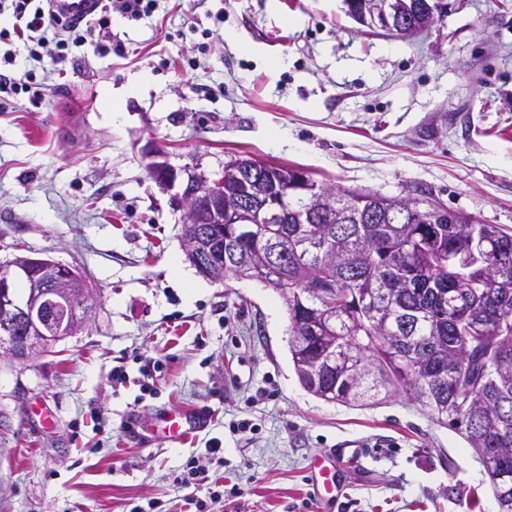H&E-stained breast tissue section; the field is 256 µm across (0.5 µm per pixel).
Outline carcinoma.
<instances>
[{"mask_svg": "<svg viewBox=\"0 0 512 512\" xmlns=\"http://www.w3.org/2000/svg\"><path fill=\"white\" fill-rule=\"evenodd\" d=\"M266 188L293 182V170L263 174ZM341 214L312 210L290 190L277 224H256L249 238L224 242L228 265L240 268L261 250L288 245V263L265 285L281 292L290 321L289 350L317 396L363 406L397 394L431 419L457 430L501 480L498 512H512V234L497 224L439 206L429 223L403 198L342 189ZM483 254L462 274L448 254ZM485 333L468 329L470 313Z\"/></svg>", "mask_w": 512, "mask_h": 512, "instance_id": "cac0c4a2", "label": "carcinoma"}]
</instances>
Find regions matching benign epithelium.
Wrapping results in <instances>:
<instances>
[{
  "instance_id": "1",
  "label": "benign epithelium",
  "mask_w": 512,
  "mask_h": 512,
  "mask_svg": "<svg viewBox=\"0 0 512 512\" xmlns=\"http://www.w3.org/2000/svg\"><path fill=\"white\" fill-rule=\"evenodd\" d=\"M448 0H366L354 11V20L401 37L432 27L448 11ZM152 179L170 203L184 213L183 249L203 277L224 279V254L212 242L233 238L256 223V211L279 216V201L259 183L258 170L268 164L252 159L227 168L210 179L188 165H175L161 146L145 152ZM335 187L319 185L311 198L317 209L332 206ZM88 282L75 266L50 258L17 255L0 267V334H17L0 349L11 359L34 355L30 337L51 346L77 334L92 313Z\"/></svg>"
}]
</instances>
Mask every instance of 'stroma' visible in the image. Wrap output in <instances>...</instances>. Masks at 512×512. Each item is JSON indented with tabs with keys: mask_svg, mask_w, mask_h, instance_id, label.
Returning <instances> with one entry per match:
<instances>
[{
	"mask_svg": "<svg viewBox=\"0 0 512 512\" xmlns=\"http://www.w3.org/2000/svg\"><path fill=\"white\" fill-rule=\"evenodd\" d=\"M29 69L39 99L0 97V264L23 249L76 266L93 313L42 354L0 356V512H186L232 487L219 512H497L477 456L419 404L303 387L276 290L187 262L172 276L183 213L143 151L208 176L254 158L387 196L423 190L512 232V0H451L407 39L358 24L344 0H163L142 20L113 14L64 64H0ZM200 409L209 421L188 439L151 429ZM348 441L365 455L321 510L306 469ZM193 464L204 476L181 484Z\"/></svg>",
	"mask_w": 512,
	"mask_h": 512,
	"instance_id": "stroma-1",
	"label": "stroma"
}]
</instances>
